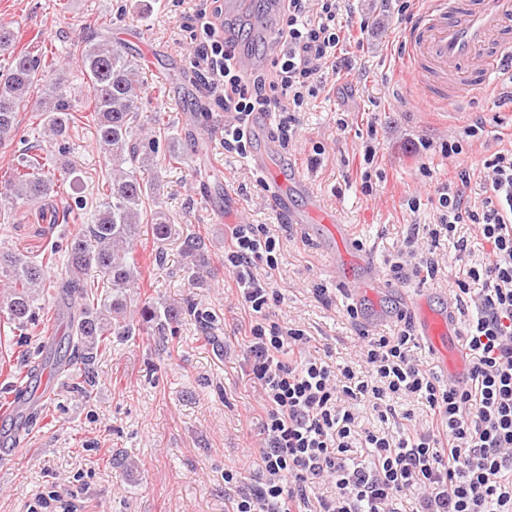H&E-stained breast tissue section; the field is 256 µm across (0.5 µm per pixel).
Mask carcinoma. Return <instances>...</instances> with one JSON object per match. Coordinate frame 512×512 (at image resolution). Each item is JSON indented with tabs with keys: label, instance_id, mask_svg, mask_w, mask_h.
<instances>
[{
	"label": "carcinoma",
	"instance_id": "cac0c4a2",
	"mask_svg": "<svg viewBox=\"0 0 512 512\" xmlns=\"http://www.w3.org/2000/svg\"><path fill=\"white\" fill-rule=\"evenodd\" d=\"M81 58L93 95L96 142L112 162V173L103 183L102 202L95 207L91 224L72 235L65 247L51 240L39 259L0 248V312L13 331L23 333L39 321L40 295L51 293L66 301L69 316L60 338L65 352L51 365L70 389L87 398L96 385L92 364L98 352L111 345L112 337L139 331L127 304L129 288L141 277V265L130 246L143 232L160 244L180 237V229L165 213L157 184L138 175L139 169L153 163L151 153L156 150V142L145 150L135 137L142 129V58L112 43L110 35L87 42ZM54 71L55 64L44 56L21 51L0 72V144L17 140L25 145L8 167V177L0 181L13 208H31L58 196L60 185L72 175L65 161L29 144L18 121L20 104L36 91L42 95L37 112L46 132L61 140L69 135L74 115L67 94L49 81ZM61 251L67 256L65 270L53 280L47 267L55 264ZM182 251L193 277L200 278L199 269L208 266L201 242L187 236ZM93 268L108 275L109 293L100 304L95 302L98 289L88 280ZM141 318L154 323L158 335L164 336L177 323L179 312L147 304Z\"/></svg>",
	"mask_w": 512,
	"mask_h": 512
}]
</instances>
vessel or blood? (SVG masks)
<instances>
[{"label":"vessel or blood","mask_w":512,"mask_h":512,"mask_svg":"<svg viewBox=\"0 0 512 512\" xmlns=\"http://www.w3.org/2000/svg\"><path fill=\"white\" fill-rule=\"evenodd\" d=\"M511 19L512 0H429L402 37L414 82L437 98L452 100L465 98L470 85H496L504 64L512 63V34L506 31ZM255 164L269 176L270 201L277 211L294 223L320 224L330 231L336 242L338 268L345 270L353 264L369 268L370 256L352 246L350 230L336 222L301 179L284 182L263 154L256 155ZM301 195L307 206L294 210L293 202ZM415 313L422 340L440 360H452V379L464 378L465 365L453 323L424 298L417 300Z\"/></svg>","instance_id":"obj_1"}]
</instances>
